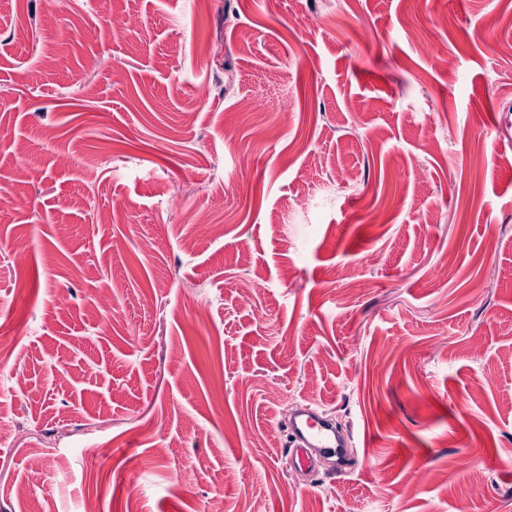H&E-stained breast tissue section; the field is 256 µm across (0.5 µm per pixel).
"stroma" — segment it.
Returning <instances> with one entry per match:
<instances>
[{"instance_id": "obj_1", "label": "stroma", "mask_w": 512, "mask_h": 512, "mask_svg": "<svg viewBox=\"0 0 512 512\" xmlns=\"http://www.w3.org/2000/svg\"><path fill=\"white\" fill-rule=\"evenodd\" d=\"M479 129L512 158V0H0V512H512ZM336 432L334 425L326 417L305 409L299 419L290 425V435L294 438L292 451L299 464L304 467L311 464L307 448L323 453H338L343 445Z\"/></svg>"}]
</instances>
